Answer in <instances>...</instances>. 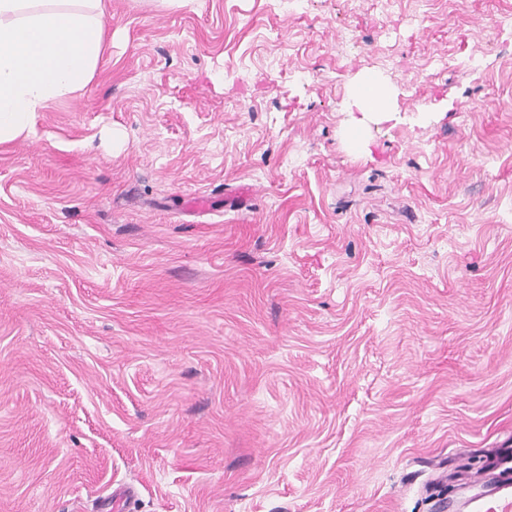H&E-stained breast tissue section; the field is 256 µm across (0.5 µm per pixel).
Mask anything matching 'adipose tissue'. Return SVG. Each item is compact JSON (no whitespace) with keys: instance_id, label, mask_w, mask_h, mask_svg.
Listing matches in <instances>:
<instances>
[{"instance_id":"1","label":"adipose tissue","mask_w":512,"mask_h":512,"mask_svg":"<svg viewBox=\"0 0 512 512\" xmlns=\"http://www.w3.org/2000/svg\"><path fill=\"white\" fill-rule=\"evenodd\" d=\"M100 0H0V143L48 102L84 89L103 51Z\"/></svg>"}]
</instances>
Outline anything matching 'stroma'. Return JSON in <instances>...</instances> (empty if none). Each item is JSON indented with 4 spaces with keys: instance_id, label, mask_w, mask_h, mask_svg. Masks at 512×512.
<instances>
[{
    "instance_id": "stroma-1",
    "label": "stroma",
    "mask_w": 512,
    "mask_h": 512,
    "mask_svg": "<svg viewBox=\"0 0 512 512\" xmlns=\"http://www.w3.org/2000/svg\"><path fill=\"white\" fill-rule=\"evenodd\" d=\"M102 6L0 144V512H512V0ZM389 91L370 76L361 77L355 84L353 105L362 112L360 125L375 113L389 112ZM506 449L485 455L481 471L471 474V480L484 488V496H493L512 484V468Z\"/></svg>"
}]
</instances>
